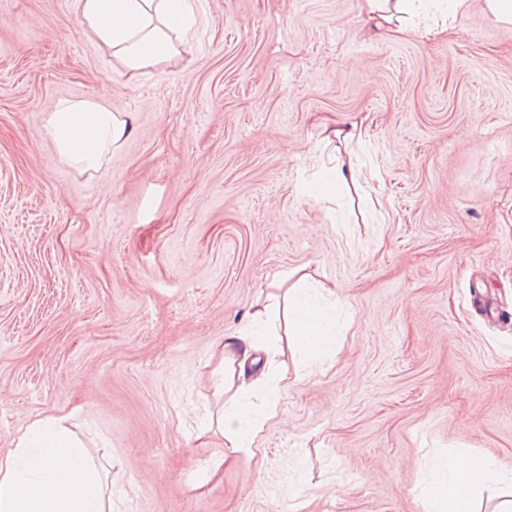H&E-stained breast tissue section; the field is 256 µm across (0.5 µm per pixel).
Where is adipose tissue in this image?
I'll list each match as a JSON object with an SVG mask.
<instances>
[{"instance_id":"adipose-tissue-1","label":"adipose tissue","mask_w":512,"mask_h":512,"mask_svg":"<svg viewBox=\"0 0 512 512\" xmlns=\"http://www.w3.org/2000/svg\"><path fill=\"white\" fill-rule=\"evenodd\" d=\"M468 8L469 0H362L368 22L425 37L445 31ZM74 11L83 32L133 78L179 56L196 26L189 0H74ZM132 131L128 116L90 100L59 102L44 125L56 158L83 172L99 170ZM335 306L334 299L299 277L297 287L288 291V329L296 348L320 351L330 336L328 312ZM278 315L277 304H265L224 337V390L243 400L225 409L222 422L231 448L246 456L252 453V436L273 415L276 396L287 386L258 356ZM257 391L266 397L261 412L245 401ZM34 448L40 451L35 458L30 455ZM25 465L35 471V481L23 479ZM505 479L490 458L449 455L427 490V512H475L477 492ZM0 512H112V500L82 443L61 419L49 417L18 437L13 452L0 461Z\"/></svg>"}]
</instances>
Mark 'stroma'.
Instances as JSON below:
<instances>
[{
    "mask_svg": "<svg viewBox=\"0 0 512 512\" xmlns=\"http://www.w3.org/2000/svg\"><path fill=\"white\" fill-rule=\"evenodd\" d=\"M471 2L428 40L361 0H192L132 79L73 0H0V457L65 417L114 512H426L448 452L512 471V23ZM62 99L132 119L97 172L53 156ZM290 273L336 337L310 362L272 326L291 384L244 459L220 350Z\"/></svg>",
    "mask_w": 512,
    "mask_h": 512,
    "instance_id": "obj_1",
    "label": "stroma"
}]
</instances>
